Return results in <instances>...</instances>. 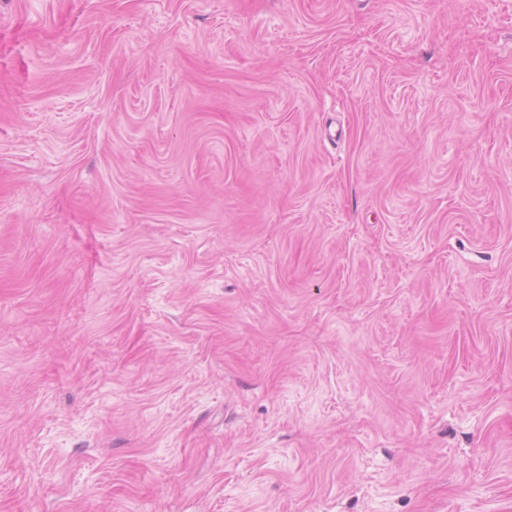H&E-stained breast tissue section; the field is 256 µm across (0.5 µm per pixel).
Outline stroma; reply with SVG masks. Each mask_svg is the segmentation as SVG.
<instances>
[{"mask_svg":"<svg viewBox=\"0 0 512 512\" xmlns=\"http://www.w3.org/2000/svg\"><path fill=\"white\" fill-rule=\"evenodd\" d=\"M0 512H512V0H0Z\"/></svg>","mask_w":512,"mask_h":512,"instance_id":"35a3bbf8","label":"stroma"}]
</instances>
